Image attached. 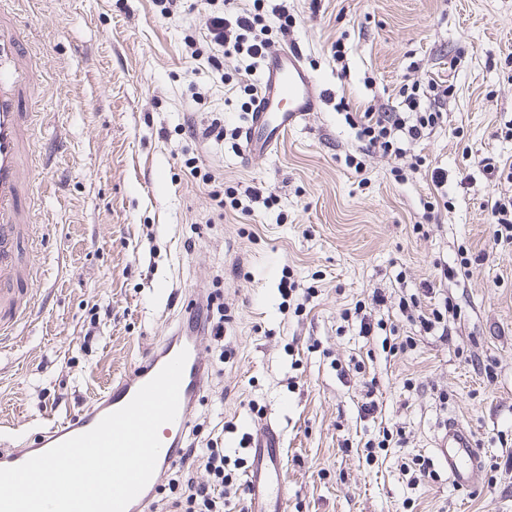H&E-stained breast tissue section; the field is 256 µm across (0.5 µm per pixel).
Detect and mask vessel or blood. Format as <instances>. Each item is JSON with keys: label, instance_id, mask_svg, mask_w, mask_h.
Masks as SVG:
<instances>
[{"label": "vessel or blood", "instance_id": "obj_1", "mask_svg": "<svg viewBox=\"0 0 512 512\" xmlns=\"http://www.w3.org/2000/svg\"><path fill=\"white\" fill-rule=\"evenodd\" d=\"M30 58V53L22 49L14 20L0 12V334L4 336L38 304L34 282L38 275L35 253L40 227L31 221L29 187L24 180V172L31 162V117L24 103L39 86ZM319 99V81L308 69L300 48H270L262 57L255 101L242 130V158L249 160L270 154L282 135L316 111ZM183 350L187 351L188 359L180 385L177 416L161 427V450L153 476L126 508V512H152L153 497L163 475L180 461L181 439L205 385V347L194 336H168L160 340L156 351L143 356L130 372L113 381L106 392L93 398L79 412L45 424L33 440L24 439L14 447L1 449L0 468L21 465L65 440L90 431L104 416L126 406L144 384ZM248 449L247 512H288L282 432L272 421L257 422ZM435 454L447 467L455 487L464 490L473 485L474 476L482 466V454L458 418L444 421L435 439Z\"/></svg>", "mask_w": 512, "mask_h": 512}]
</instances>
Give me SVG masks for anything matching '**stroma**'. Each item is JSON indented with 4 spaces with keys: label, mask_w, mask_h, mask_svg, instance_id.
I'll return each instance as SVG.
<instances>
[{
    "label": "stroma",
    "mask_w": 512,
    "mask_h": 512,
    "mask_svg": "<svg viewBox=\"0 0 512 512\" xmlns=\"http://www.w3.org/2000/svg\"><path fill=\"white\" fill-rule=\"evenodd\" d=\"M282 6L293 19L284 35ZM15 9L43 78L28 103L40 161L24 173L41 275L38 306L0 341V448L101 393L216 290L232 355L220 359L206 341L195 408L204 432L222 427L233 458L253 422L279 425L288 512H512V243H492L484 205L512 195V182L481 163L512 165V0H264L273 43L301 46L325 96L271 156L249 161L240 157L249 58H225L218 74L186 44L205 40L204 0H181L168 15L155 0ZM340 36L342 65L332 51ZM412 75L452 85L442 124L401 141V160L366 151L339 101L401 111ZM215 117L223 140L190 135ZM350 154L362 171L346 166ZM419 156L424 167L410 171ZM205 171L223 190L256 187L274 201L252 203L247 216L218 208ZM436 176L450 206L425 223ZM465 251L477 259L463 271ZM286 273L316 290L305 312L281 308ZM428 282L439 286L433 305L450 307L444 336L398 308ZM377 288L391 298L372 309L365 335L353 309ZM397 336L414 342L395 356ZM371 378L374 418L359 410ZM451 415L482 450L469 493L442 465L416 483L403 470L433 457ZM386 428L402 441L367 459L365 443Z\"/></svg>",
    "instance_id": "obj_1"
}]
</instances>
